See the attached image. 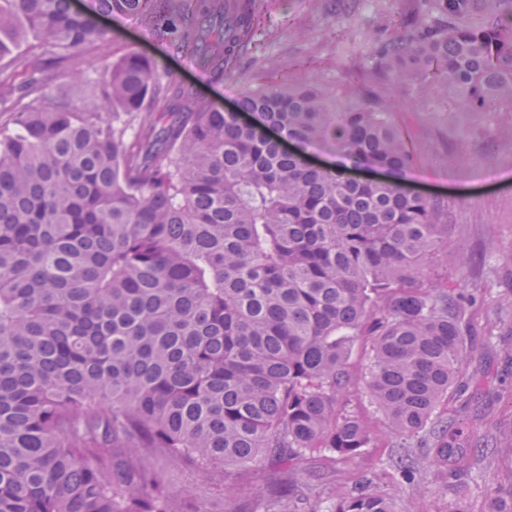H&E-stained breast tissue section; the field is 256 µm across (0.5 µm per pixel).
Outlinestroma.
<instances>
[{
  "mask_svg": "<svg viewBox=\"0 0 512 512\" xmlns=\"http://www.w3.org/2000/svg\"><path fill=\"white\" fill-rule=\"evenodd\" d=\"M349 8L331 13L307 0H278L266 21L267 34L258 48L241 53L237 76L218 79L193 60L173 54L165 41L135 20L101 17L110 40L103 57L84 61L87 78H96L103 60H117L136 51L156 60L175 82L192 86L216 107L235 108L248 92L315 78L328 88L337 82L364 85L370 97L406 102L404 92L384 84L366 67L367 44H381L400 13L414 9L413 0H348ZM405 126L418 151L412 171L413 189L448 203V247L427 263L431 281L476 295L468 312L475 348L462 367L469 388L463 398H449L436 414L448 423L450 443L474 447L476 440L506 442L512 438V112L497 113L491 140L466 145L455 158V131L474 123L473 115L451 103L426 113L409 109ZM494 180H484V173ZM371 361L368 345L351 348L345 412L365 421L377 434L371 447L343 462L322 450L309 454L298 475L299 491L313 487L327 493L352 486L363 473L381 478V488L395 490L389 476L398 450L386 435L387 423L366 390ZM281 464L267 456L249 493L228 497L221 466L203 473L180 464L165 467L177 512L201 505L207 512H273L268 485ZM446 464L423 462L421 499L410 489L399 491L397 506L406 512H487L491 498L512 497V460L497 453L476 455L457 476Z\"/></svg>",
  "mask_w": 512,
  "mask_h": 512,
  "instance_id": "1",
  "label": "stroma"
}]
</instances>
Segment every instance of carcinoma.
<instances>
[{
    "instance_id": "1",
    "label": "carcinoma",
    "mask_w": 512,
    "mask_h": 512,
    "mask_svg": "<svg viewBox=\"0 0 512 512\" xmlns=\"http://www.w3.org/2000/svg\"><path fill=\"white\" fill-rule=\"evenodd\" d=\"M275 0H0V512H171L161 469L233 467L268 451L341 459L373 431L339 406L350 342L368 339L367 388L403 448L455 467L440 402L459 368L475 296L432 285L445 205L410 191L416 149L389 100L305 81L243 97L242 121L189 90L159 128L167 75L131 52L61 88L137 19L201 68L236 76ZM368 68L432 110L512 108V0H422ZM33 71L3 62L19 45ZM324 144L378 180L311 165L267 133ZM489 124L459 129L458 142ZM400 458L392 481H415ZM292 473L274 481L280 506ZM328 512H398L366 478Z\"/></svg>"
}]
</instances>
